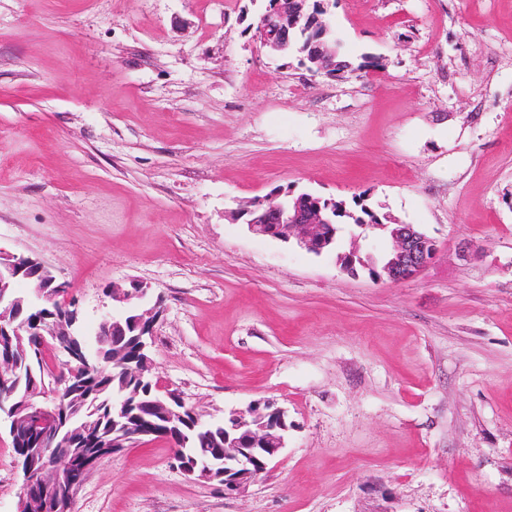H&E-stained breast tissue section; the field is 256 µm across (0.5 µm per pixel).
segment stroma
<instances>
[{
	"label": "stroma",
	"instance_id": "obj_1",
	"mask_svg": "<svg viewBox=\"0 0 512 512\" xmlns=\"http://www.w3.org/2000/svg\"><path fill=\"white\" fill-rule=\"evenodd\" d=\"M267 0H0V247L66 282L93 334L109 285L161 302L160 384L203 418L255 400L286 445L243 492L142 439L73 512H512V0H324L350 64L255 36ZM383 69L359 70L364 54ZM277 188L413 225L398 284L252 233ZM22 477L0 432V512Z\"/></svg>",
	"mask_w": 512,
	"mask_h": 512
}]
</instances>
